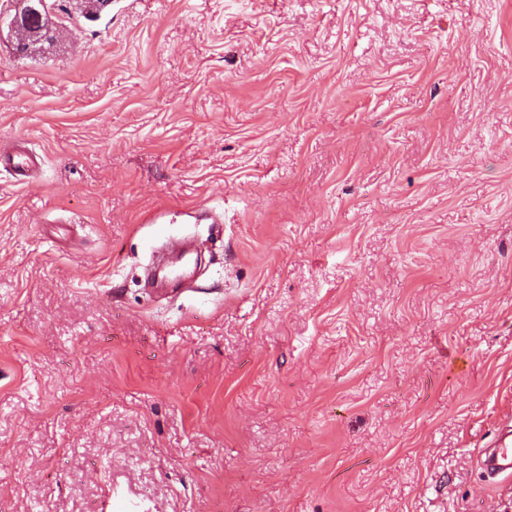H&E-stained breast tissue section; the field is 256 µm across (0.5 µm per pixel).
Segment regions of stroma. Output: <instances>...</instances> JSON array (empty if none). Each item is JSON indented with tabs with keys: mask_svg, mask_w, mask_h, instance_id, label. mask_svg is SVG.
Segmentation results:
<instances>
[{
	"mask_svg": "<svg viewBox=\"0 0 512 512\" xmlns=\"http://www.w3.org/2000/svg\"><path fill=\"white\" fill-rule=\"evenodd\" d=\"M51 2L0 512H512V0ZM480 468L488 479L512 477V426L499 430L492 448L483 451Z\"/></svg>",
	"mask_w": 512,
	"mask_h": 512,
	"instance_id": "stroma-1",
	"label": "stroma"
}]
</instances>
